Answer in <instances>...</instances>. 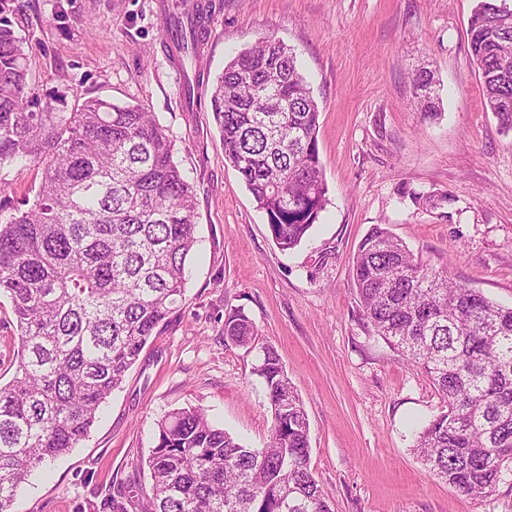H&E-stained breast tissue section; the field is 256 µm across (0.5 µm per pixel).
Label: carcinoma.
I'll return each instance as SVG.
<instances>
[{
  "instance_id": "obj_1",
  "label": "carcinoma",
  "mask_w": 512,
  "mask_h": 512,
  "mask_svg": "<svg viewBox=\"0 0 512 512\" xmlns=\"http://www.w3.org/2000/svg\"><path fill=\"white\" fill-rule=\"evenodd\" d=\"M0 0V165L41 169L36 198L0 223V294L12 302L21 353L0 384V512L32 473L84 441L100 408L183 301L196 243V196L174 144L138 106L90 97L68 112L56 95L29 96L24 40ZM209 3L191 0L167 22L179 62L197 57ZM469 46L486 109L512 129V5L477 0ZM413 106L441 114L434 71L412 74ZM211 112L224 146L283 251L317 222L328 191L320 165L319 106L294 51L267 38L216 79ZM438 209L448 193L410 192ZM360 313L411 366L444 409L417 432L414 452L434 476L481 500L512 463V308L448 279L377 224L352 258ZM224 336L252 342V320L228 312ZM273 411L265 446L251 448L200 407L157 423L144 495L149 512H332L310 469V427L277 351L253 368Z\"/></svg>"
}]
</instances>
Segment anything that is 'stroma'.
<instances>
[{
	"label": "stroma",
	"mask_w": 512,
	"mask_h": 512,
	"mask_svg": "<svg viewBox=\"0 0 512 512\" xmlns=\"http://www.w3.org/2000/svg\"><path fill=\"white\" fill-rule=\"evenodd\" d=\"M31 96L61 93L153 112L197 199V243L183 303L168 316L89 437L35 471L18 512H110L113 496L149 488L158 421L198 406L258 448L272 409L254 375L273 346L310 422V468L334 512H512V465L482 500L461 495L413 452L415 424L442 402L430 380L363 323L349 268L380 224L450 277L512 307V130L486 110L467 28L476 0H211L200 56L178 68L166 18L182 0H19ZM290 46L320 106L327 204L308 237L283 251L224 149L212 84L266 37ZM435 72L443 110L421 122L411 73ZM195 84V104L183 94ZM41 171L0 168V220L33 202ZM449 193L439 210L411 192ZM241 308L256 335L239 346L224 319ZM18 331L0 296V380L14 373Z\"/></svg>",
	"instance_id": "stroma-1"
}]
</instances>
